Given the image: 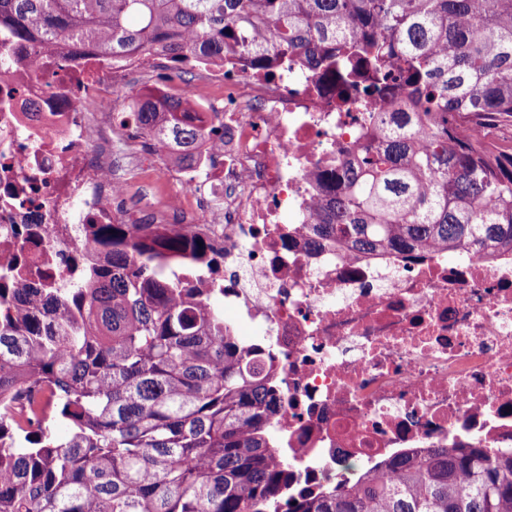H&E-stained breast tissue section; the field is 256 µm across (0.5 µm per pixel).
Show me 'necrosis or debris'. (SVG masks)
I'll return each instance as SVG.
<instances>
[{"instance_id":"obj_1","label":"necrosis or debris","mask_w":512,"mask_h":512,"mask_svg":"<svg viewBox=\"0 0 512 512\" xmlns=\"http://www.w3.org/2000/svg\"><path fill=\"white\" fill-rule=\"evenodd\" d=\"M156 54L17 41L0 26V266L57 277L95 224H171L205 237L233 329H252L256 365L276 376L285 497L357 483L395 455L474 445L512 450V254L444 249L354 256L311 250L314 172L353 158L366 117L294 66L199 61L221 108L224 148L166 166L163 149L112 120L116 91ZM173 190L162 209L132 197V173Z\"/></svg>"}]
</instances>
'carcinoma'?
Listing matches in <instances>:
<instances>
[{"mask_svg":"<svg viewBox=\"0 0 512 512\" xmlns=\"http://www.w3.org/2000/svg\"><path fill=\"white\" fill-rule=\"evenodd\" d=\"M0 25L180 65L301 56L382 108L357 162L320 172L311 248L512 249V144L479 129L512 124V0H0ZM140 100L125 113L140 134L192 158L186 102ZM93 243L64 288L0 272V512H512V451L462 446L280 510L277 385L213 292L166 276L211 265L207 243L166 224H97Z\"/></svg>","mask_w":512,"mask_h":512,"instance_id":"cac0c4a2","label":"carcinoma"}]
</instances>
